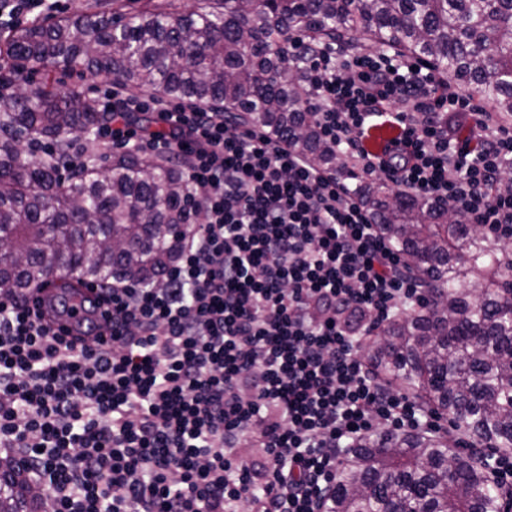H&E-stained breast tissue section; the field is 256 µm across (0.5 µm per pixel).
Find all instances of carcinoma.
<instances>
[{"instance_id":"obj_1","label":"carcinoma","mask_w":512,"mask_h":512,"mask_svg":"<svg viewBox=\"0 0 512 512\" xmlns=\"http://www.w3.org/2000/svg\"><path fill=\"white\" fill-rule=\"evenodd\" d=\"M294 33L316 42L359 33L452 74L512 119V0H198L188 13L162 0L132 14L115 0L110 11L21 28L0 41L17 74L0 80V289L39 286L49 259L79 282L157 284L184 230V177L174 165L127 152L107 167L79 160L62 179L60 164L74 159L65 135L112 114L24 72L87 71L240 112L326 171H342L335 145L299 110L306 85L300 66L288 64ZM44 139L54 142L51 157L39 154ZM355 188L429 296L386 323L364 345L366 357L475 448L453 450L446 431L380 430L347 450L326 512H393L401 503L410 512H494L498 491L476 447L512 450V247L383 181ZM108 240L137 246L115 253ZM3 495L0 512L22 507L16 490Z\"/></svg>"}]
</instances>
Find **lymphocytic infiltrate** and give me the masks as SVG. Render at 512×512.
I'll list each match as a JSON object with an SVG mask.
<instances>
[{
    "mask_svg": "<svg viewBox=\"0 0 512 512\" xmlns=\"http://www.w3.org/2000/svg\"><path fill=\"white\" fill-rule=\"evenodd\" d=\"M0 0V29L63 10ZM324 139L362 171L512 238V127L490 125L469 92L435 89L398 50L337 58L295 37ZM101 145L177 165L184 235L160 284L98 291L110 342L54 332L53 317L0 294V484L18 471L45 512H323L341 444L379 427L430 431L427 413L376 376L360 347L422 305L405 259L354 188L233 113L125 92L98 99ZM394 108L383 153L365 137ZM154 114V130L127 113ZM470 115L482 148L452 138Z\"/></svg>",
    "mask_w": 512,
    "mask_h": 512,
    "instance_id": "lymphocytic-infiltrate-1",
    "label": "lymphocytic infiltrate"
}]
</instances>
